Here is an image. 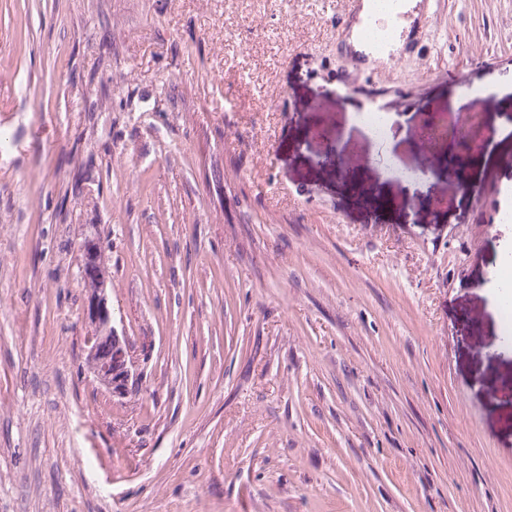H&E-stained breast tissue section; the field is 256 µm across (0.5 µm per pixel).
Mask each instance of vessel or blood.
Masks as SVG:
<instances>
[{"instance_id":"obj_1","label":"vessel or blood","mask_w":512,"mask_h":512,"mask_svg":"<svg viewBox=\"0 0 512 512\" xmlns=\"http://www.w3.org/2000/svg\"><path fill=\"white\" fill-rule=\"evenodd\" d=\"M434 0H390L388 11H380L377 0H346L336 18L335 52L355 70L368 73L380 66L419 52L432 27ZM375 24L389 28L388 38L380 45L366 44L365 32ZM470 126L468 113H458L446 137L454 149L448 154V181L462 192L466 182L460 177L472 159L464 136Z\"/></svg>"}]
</instances>
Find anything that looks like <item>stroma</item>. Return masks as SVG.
I'll use <instances>...</instances> for the list:
<instances>
[{
    "label": "stroma",
    "mask_w": 512,
    "mask_h": 512,
    "mask_svg": "<svg viewBox=\"0 0 512 512\" xmlns=\"http://www.w3.org/2000/svg\"><path fill=\"white\" fill-rule=\"evenodd\" d=\"M343 7L0 0V512H512V224L447 164L412 193L390 171L460 87L512 118V0H438L370 75L335 54ZM374 101L411 118L395 144L358 126ZM88 224L140 362L122 395L84 370Z\"/></svg>",
    "instance_id": "obj_1"
}]
</instances>
